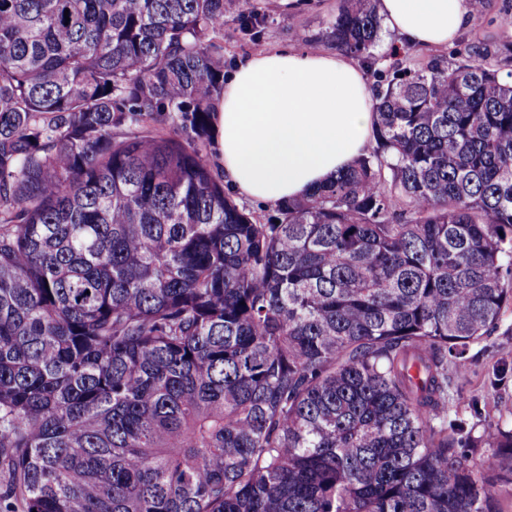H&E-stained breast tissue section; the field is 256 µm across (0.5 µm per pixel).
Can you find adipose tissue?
<instances>
[{
  "instance_id": "1",
  "label": "adipose tissue",
  "mask_w": 512,
  "mask_h": 512,
  "mask_svg": "<svg viewBox=\"0 0 512 512\" xmlns=\"http://www.w3.org/2000/svg\"><path fill=\"white\" fill-rule=\"evenodd\" d=\"M398 47L435 51L472 25L469 0H380ZM373 93L355 60L323 49L255 52L213 113L214 159L229 189L259 203L306 195L372 141Z\"/></svg>"
}]
</instances>
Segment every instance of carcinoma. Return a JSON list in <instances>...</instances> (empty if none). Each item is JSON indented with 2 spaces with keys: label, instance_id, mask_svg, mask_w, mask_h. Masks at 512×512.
<instances>
[{
  "label": "carcinoma",
  "instance_id": "1",
  "mask_svg": "<svg viewBox=\"0 0 512 512\" xmlns=\"http://www.w3.org/2000/svg\"><path fill=\"white\" fill-rule=\"evenodd\" d=\"M379 31L323 38L375 74ZM223 32L0 0V512H501L448 378L512 304V81L390 53L373 150L260 219L206 150Z\"/></svg>",
  "mask_w": 512,
  "mask_h": 512
}]
</instances>
